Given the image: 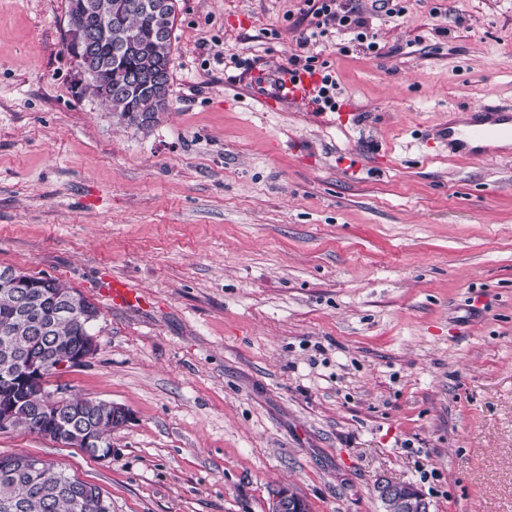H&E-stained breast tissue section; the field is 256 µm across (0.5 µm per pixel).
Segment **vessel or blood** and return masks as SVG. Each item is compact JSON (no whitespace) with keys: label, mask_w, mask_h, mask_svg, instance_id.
Wrapping results in <instances>:
<instances>
[{"label":"vessel or blood","mask_w":512,"mask_h":512,"mask_svg":"<svg viewBox=\"0 0 512 512\" xmlns=\"http://www.w3.org/2000/svg\"><path fill=\"white\" fill-rule=\"evenodd\" d=\"M319 75L284 74L277 84L275 95L292 104H309ZM448 148L458 155L482 159L512 153V106L485 104L476 111L461 113L449 122Z\"/></svg>","instance_id":"b4317fda"}]
</instances>
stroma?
<instances>
[{"label": "stroma", "mask_w": 512, "mask_h": 512, "mask_svg": "<svg viewBox=\"0 0 512 512\" xmlns=\"http://www.w3.org/2000/svg\"><path fill=\"white\" fill-rule=\"evenodd\" d=\"M311 46L340 107L264 104L303 0H179L170 105L149 132L76 98L66 0H0V267L96 305L58 389L127 407L108 460L0 431L112 512H512V157L439 137L512 105V0H411ZM235 53L250 69L224 68ZM141 298L121 305L105 278ZM375 490L384 512H430L428 501L413 485L379 477ZM305 499L292 487L281 486L271 500L268 512H305Z\"/></svg>", "instance_id": "1"}]
</instances>
